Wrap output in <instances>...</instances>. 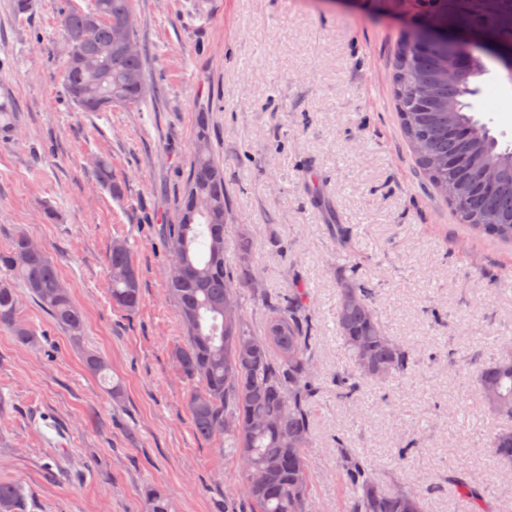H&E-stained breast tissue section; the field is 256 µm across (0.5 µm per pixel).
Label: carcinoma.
<instances>
[{"instance_id": "carcinoma-1", "label": "carcinoma", "mask_w": 512, "mask_h": 512, "mask_svg": "<svg viewBox=\"0 0 512 512\" xmlns=\"http://www.w3.org/2000/svg\"><path fill=\"white\" fill-rule=\"evenodd\" d=\"M418 23L440 14L453 23L491 28L504 44L512 45V0H499L494 13L484 0H415ZM100 16L82 54H98L109 66L89 70L66 41L69 63L64 87L83 112H104L117 106L134 107L149 86L144 70L145 49L134 54L111 50L112 28L132 13V0H92ZM86 12H63L64 36L83 29ZM483 64H463L459 54L441 44L425 50L404 38L393 71V95L401 129L411 148L418 176L448 203L459 221L502 243L512 244V151H497L498 141L487 126L466 112L464 98L472 94L471 78ZM100 186L119 198L123 187L112 176V164L101 158L96 167ZM230 201L224 172L211 143L210 119L197 115L193 161L179 195L177 220L164 225L172 257L190 271L182 282H168L187 335L174 357L189 380L199 384L189 409L196 434L224 438L240 462L244 500L251 512H316L310 496L306 447L311 445V402L318 362L313 349L314 326L310 298L299 283L272 302L253 266L250 233L237 238L236 265L225 259L224 221ZM31 239L17 234L0 251V325L17 341L33 346V332L17 320L18 291L28 290L46 313L77 336L84 312L64 287L55 264L41 252L29 253ZM110 249L107 263L112 303L135 310L141 299L138 269L126 242ZM249 288L266 308L262 332L247 318L240 289ZM336 325L353 361L352 369L336 376V387L349 395L371 383L364 367L386 371L385 379L405 377L417 363L412 351L388 336L376 310L375 289L348 277L339 283ZM234 317L224 319V310ZM86 369L100 374L108 362L95 352L84 355ZM473 382L482 402L498 417L512 420V349L501 348L489 362L476 367ZM337 460L352 488L347 512H423L421 496L405 486H384L368 471L365 461L343 438L336 440ZM486 452L512 468V428L490 437ZM459 494L474 512H493L485 499L483 480L471 473L454 477ZM0 512H23L19 487L0 483Z\"/></svg>"}]
</instances>
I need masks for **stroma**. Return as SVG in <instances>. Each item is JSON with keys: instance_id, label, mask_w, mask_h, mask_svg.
I'll return each instance as SVG.
<instances>
[{"instance_id": "35a3bbf8", "label": "stroma", "mask_w": 512, "mask_h": 512, "mask_svg": "<svg viewBox=\"0 0 512 512\" xmlns=\"http://www.w3.org/2000/svg\"><path fill=\"white\" fill-rule=\"evenodd\" d=\"M0 0V250L25 233L56 265L86 316L71 335L28 293L26 347L0 325V483L22 487L26 512H148L151 486L170 512H223L241 473L222 440L196 435L194 389L173 353L186 336L167 293L163 225L193 156L198 113L210 115L234 216L253 237L274 296L301 282L314 311L311 496L344 512L336 464L345 438L380 480L421 494L424 512H471L450 480L474 472L493 502L512 495L484 450L505 422L482 403L476 362L512 345V247L458 224L425 186L390 94L392 62L412 15L388 0H133L150 95L135 108L84 112L63 85L60 13L91 0ZM471 81L472 110L512 146V74L490 56ZM124 189L96 181L98 159ZM350 230L338 245L329 213ZM126 241L141 277L135 311L111 299L106 255ZM376 290L387 335L411 348L412 375L340 398L352 361L336 330L339 272ZM108 359L90 374L82 353ZM419 451L395 455L410 437Z\"/></svg>"}]
</instances>
